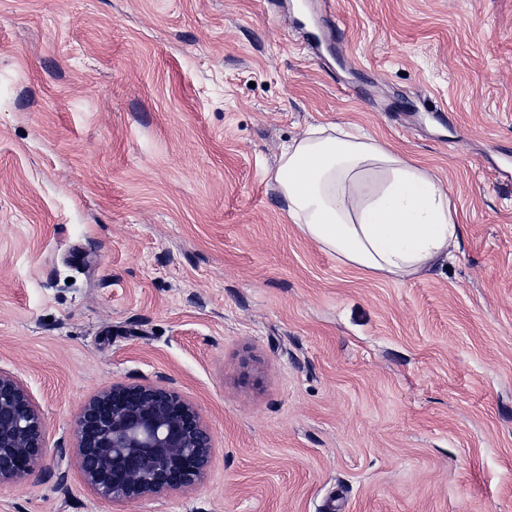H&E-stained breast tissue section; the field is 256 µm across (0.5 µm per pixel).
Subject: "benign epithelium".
Here are the masks:
<instances>
[{
    "label": "benign epithelium",
    "instance_id": "obj_1",
    "mask_svg": "<svg viewBox=\"0 0 512 512\" xmlns=\"http://www.w3.org/2000/svg\"><path fill=\"white\" fill-rule=\"evenodd\" d=\"M43 418L20 381L0 372V484L39 471L48 449ZM77 455L84 481L117 503L191 487L206 475L212 437L199 413L176 392L115 384L81 409Z\"/></svg>",
    "mask_w": 512,
    "mask_h": 512
}]
</instances>
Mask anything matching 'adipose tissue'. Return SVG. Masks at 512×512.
<instances>
[{"label": "adipose tissue", "instance_id": "ef3b65f1", "mask_svg": "<svg viewBox=\"0 0 512 512\" xmlns=\"http://www.w3.org/2000/svg\"><path fill=\"white\" fill-rule=\"evenodd\" d=\"M288 219L345 265L395 282L458 246L448 190L426 167L357 127L312 126L274 173Z\"/></svg>", "mask_w": 512, "mask_h": 512}]
</instances>
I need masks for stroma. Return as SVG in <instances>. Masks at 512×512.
Instances as JSON below:
<instances>
[{
    "mask_svg": "<svg viewBox=\"0 0 512 512\" xmlns=\"http://www.w3.org/2000/svg\"><path fill=\"white\" fill-rule=\"evenodd\" d=\"M329 124L447 187L448 261L386 280L289 221L281 147ZM505 150L512 0H0V371L50 450L0 512H512ZM128 383L197 409L204 481L83 482Z\"/></svg>",
    "mask_w": 512,
    "mask_h": 512,
    "instance_id": "1",
    "label": "stroma"
}]
</instances>
